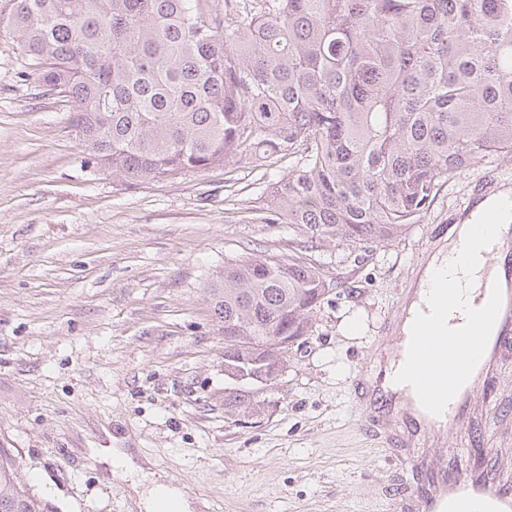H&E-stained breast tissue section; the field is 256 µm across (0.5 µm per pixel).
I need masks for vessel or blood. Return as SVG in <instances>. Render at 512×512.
<instances>
[{
    "label": "vessel or blood",
    "instance_id": "vessel-or-blood-1",
    "mask_svg": "<svg viewBox=\"0 0 512 512\" xmlns=\"http://www.w3.org/2000/svg\"><path fill=\"white\" fill-rule=\"evenodd\" d=\"M478 281L480 306L466 334L448 333L443 320L450 290L438 283L412 333L387 344L378 372L365 385L369 405L359 406L360 422L378 416L402 426L406 447L455 433L472 441L468 420L472 396L488 378L496 359L512 345V229L486 242ZM412 474L423 482L397 498L399 512H512V489L496 479L474 477L449 467L415 459Z\"/></svg>",
    "mask_w": 512,
    "mask_h": 512
}]
</instances>
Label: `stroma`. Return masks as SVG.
<instances>
[{"instance_id":"1","label":"stroma","mask_w":512,"mask_h":512,"mask_svg":"<svg viewBox=\"0 0 512 512\" xmlns=\"http://www.w3.org/2000/svg\"><path fill=\"white\" fill-rule=\"evenodd\" d=\"M0 0V449L54 512H130L94 459L126 448L198 512H396L409 459L359 424L356 385L391 339L394 305L483 176L512 195V157L463 171L390 243L320 242L330 291L256 404L224 409V342L207 286L225 263L288 258L307 239L263 220L287 161H240L127 188L88 164L72 103L44 96ZM482 453L448 435L431 462L512 475V354L470 403Z\"/></svg>"}]
</instances>
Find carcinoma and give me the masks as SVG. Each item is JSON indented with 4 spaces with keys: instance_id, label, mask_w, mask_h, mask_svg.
Wrapping results in <instances>:
<instances>
[{
    "instance_id": "cac0c4a2",
    "label": "carcinoma",
    "mask_w": 512,
    "mask_h": 512,
    "mask_svg": "<svg viewBox=\"0 0 512 512\" xmlns=\"http://www.w3.org/2000/svg\"><path fill=\"white\" fill-rule=\"evenodd\" d=\"M14 0L35 83L74 104L95 167L128 186L288 158L270 220L315 240L391 242L461 172L512 155V0ZM329 288L294 254L224 264V409L252 401L276 329L295 340ZM0 512H51L0 451Z\"/></svg>"
}]
</instances>
